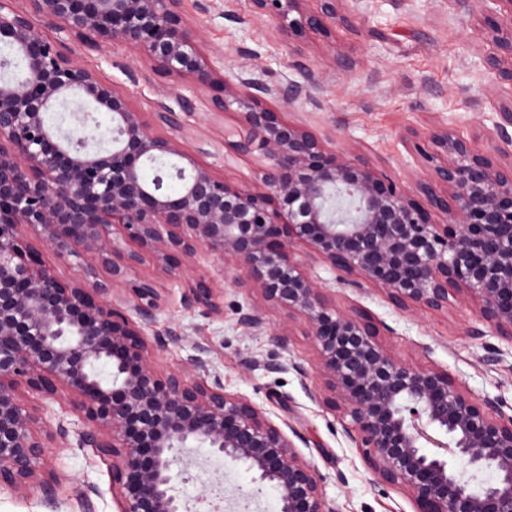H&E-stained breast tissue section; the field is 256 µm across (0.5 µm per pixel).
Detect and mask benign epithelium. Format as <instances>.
I'll return each mask as SVG.
<instances>
[{
  "instance_id": "obj_1",
  "label": "benign epithelium",
  "mask_w": 512,
  "mask_h": 512,
  "mask_svg": "<svg viewBox=\"0 0 512 512\" xmlns=\"http://www.w3.org/2000/svg\"><path fill=\"white\" fill-rule=\"evenodd\" d=\"M14 2L0 0V43L26 63L23 78L0 83V486L36 491L54 506L51 449L74 437L107 465L118 512H180L174 450L198 443L229 466H247L277 492L280 512H334L314 467L262 408L224 391L217 376L190 380L153 361L182 334L154 330L164 296L132 268L152 254L181 284L184 307L219 315L210 282L172 266L175 256L207 253L231 261L238 284L305 316L327 388L351 414V439L417 512H512V416L448 373L394 357L361 311L331 305L296 256L301 247L343 279L381 289L398 310L442 312L452 297L471 299L478 325L467 335L512 346V103L496 109L484 149L446 124L408 130L426 171L400 185L271 107L309 97L314 77L271 87L252 71H226L182 0ZM251 3L290 44L313 31H358L348 0ZM482 5L491 17L477 36L495 48L483 66L512 89V0ZM34 14L54 25L55 38L35 28ZM69 40L126 45L206 97L211 113H236L224 144L259 157L255 180L227 182L196 160L187 123L196 99L182 97L179 112L162 107L151 123L127 93L63 51ZM69 99L73 124L50 125L48 114ZM95 112L108 113L110 127L100 129ZM166 159L170 166L144 178ZM118 235L136 249L121 247ZM33 239L64 260L92 253L105 275L87 269L63 281ZM239 321L266 325L256 308ZM102 364L108 380L96 374ZM54 405L61 416L51 427L45 414ZM449 455L466 471L449 468ZM488 469L495 479L473 490Z\"/></svg>"
}]
</instances>
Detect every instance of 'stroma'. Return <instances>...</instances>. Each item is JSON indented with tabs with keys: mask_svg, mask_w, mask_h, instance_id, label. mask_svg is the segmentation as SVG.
<instances>
[{
	"mask_svg": "<svg viewBox=\"0 0 512 512\" xmlns=\"http://www.w3.org/2000/svg\"><path fill=\"white\" fill-rule=\"evenodd\" d=\"M212 2L214 7L207 14L200 12L197 0H184V9L224 65L234 70L257 69L271 86L287 75L299 80L313 73L316 84L310 98L297 102L288 119L333 140L337 148L361 147L369 163L393 181L411 183L421 171L411 145L402 139L407 129L424 132L444 123L482 140L492 130L502 98L482 58L493 46L474 42L483 14L462 0H357L358 31L340 27L329 35L309 34L300 54L268 19L253 17L251 0ZM66 48L101 80L124 90L144 116L163 105L177 108L180 96L191 93L190 88L175 87L152 71L129 47L109 45L97 50L71 41ZM336 51L350 60L345 73H334L329 67ZM236 121V114L209 113L205 101H198L188 119L196 128L191 148L216 175L232 183H248L257 173V158L234 155L222 145L225 127ZM183 267L210 279L214 300L224 314L216 317L202 308H184L179 283L151 256H143L133 277L153 279L166 296L157 331L179 328L187 336L186 342L158 355L159 365L168 371L192 372V343L207 345L202 356L205 368L223 378L226 392L250 399L285 432L295 431L304 438L299 452L317 470L335 512H414L408 494L380 481L348 437L351 418L344 405L326 394L313 397V389L323 380L304 317L288 315L259 292L239 290L223 281V264L216 258L204 256L184 262ZM306 270L337 309L363 311L396 358L448 372L473 396L498 399L504 412L512 415V352L504 351L495 366L484 365L485 346L497 344L498 339L489 335L477 341L467 336V328L477 322L473 303L455 298L444 312H402L392 307L382 291L340 280L323 261H308ZM249 307L261 309L265 331L240 323V309ZM276 329L286 332L285 343L273 341L271 333ZM275 358L303 365L306 376L290 369L266 371L265 363ZM176 455L181 472L177 493L185 512H203L202 497L217 484L223 485L227 502L247 494L250 512H279L278 495L272 488L255 493L252 473L226 466L207 445L181 448ZM53 463L62 478L55 512H81L80 492L88 484L100 491L94 499L96 512H117L107 466L90 449L74 446L55 451Z\"/></svg>",
	"mask_w": 512,
	"mask_h": 512,
	"instance_id": "1",
	"label": "stroma"
}]
</instances>
